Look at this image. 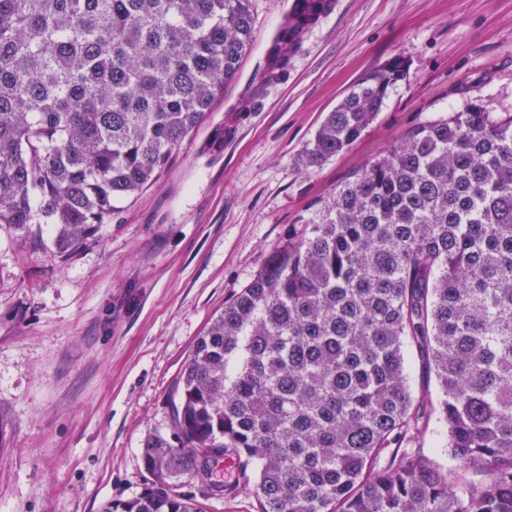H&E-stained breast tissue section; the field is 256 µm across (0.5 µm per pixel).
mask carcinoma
Instances as JSON below:
<instances>
[{"label":"carcinoma","instance_id":"carcinoma-1","mask_svg":"<svg viewBox=\"0 0 512 512\" xmlns=\"http://www.w3.org/2000/svg\"><path fill=\"white\" fill-rule=\"evenodd\" d=\"M252 0H0V225L80 248L168 165L235 79ZM270 49L285 72L332 0H298ZM360 80L305 149L358 140L406 78ZM434 371L444 468L413 448L431 412L405 352ZM147 438L152 486L104 512H201L178 491L240 463L260 512H512V113L482 101L411 128L276 247L213 318ZM479 476L473 480L472 476Z\"/></svg>","mask_w":512,"mask_h":512}]
</instances>
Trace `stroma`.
Returning <instances> with one entry per match:
<instances>
[{"instance_id":"1","label":"stroma","mask_w":512,"mask_h":512,"mask_svg":"<svg viewBox=\"0 0 512 512\" xmlns=\"http://www.w3.org/2000/svg\"><path fill=\"white\" fill-rule=\"evenodd\" d=\"M292 4L253 0L235 79L160 177L115 202L81 248L58 253L44 224L24 242L0 228V512H103L139 495L151 482L141 448L170 435V396L194 344L273 248L412 127L469 97L512 109V0H337L253 99ZM396 58L407 76L364 134L307 166L328 113ZM220 128L224 147L210 151ZM216 476L232 488L224 498L183 487L203 512H259L235 459Z\"/></svg>"}]
</instances>
